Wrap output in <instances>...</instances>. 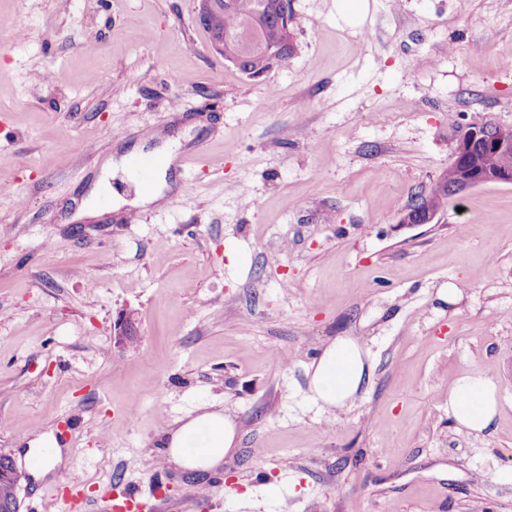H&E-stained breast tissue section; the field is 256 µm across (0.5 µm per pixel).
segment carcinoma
I'll use <instances>...</instances> for the list:
<instances>
[{
  "mask_svg": "<svg viewBox=\"0 0 512 512\" xmlns=\"http://www.w3.org/2000/svg\"><path fill=\"white\" fill-rule=\"evenodd\" d=\"M203 28L211 40L224 38V50L240 54V72L266 74L286 64L281 51L293 50L281 0H214Z\"/></svg>",
  "mask_w": 512,
  "mask_h": 512,
  "instance_id": "obj_1",
  "label": "carcinoma"
}]
</instances>
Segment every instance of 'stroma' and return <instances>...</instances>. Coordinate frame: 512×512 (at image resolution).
<instances>
[{"label": "stroma", "mask_w": 512, "mask_h": 512, "mask_svg": "<svg viewBox=\"0 0 512 512\" xmlns=\"http://www.w3.org/2000/svg\"><path fill=\"white\" fill-rule=\"evenodd\" d=\"M293 9L287 65L250 79L198 0H0V453L52 420L64 457L21 512L73 473L98 512L150 482L169 512L201 485L214 512H512V184L399 222L462 127L512 125V0ZM165 142L191 192L74 220L110 157ZM349 335L373 370L332 419L305 370ZM474 370L502 405L477 436L448 416ZM214 401L238 452L157 465L161 421Z\"/></svg>", "instance_id": "stroma-1"}]
</instances>
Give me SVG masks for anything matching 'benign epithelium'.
Wrapping results in <instances>:
<instances>
[{
	"label": "benign epithelium",
	"mask_w": 512,
	"mask_h": 512,
	"mask_svg": "<svg viewBox=\"0 0 512 512\" xmlns=\"http://www.w3.org/2000/svg\"><path fill=\"white\" fill-rule=\"evenodd\" d=\"M453 164L459 166L457 181L449 191L459 194L490 184L512 183V125L470 124L457 138ZM443 191L425 197L423 207L406 208L400 223L407 225L430 224L444 211Z\"/></svg>",
	"instance_id": "obj_1"
}]
</instances>
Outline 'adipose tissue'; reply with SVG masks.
Instances as JSON below:
<instances>
[{
	"label": "adipose tissue",
	"mask_w": 512,
	"mask_h": 512,
	"mask_svg": "<svg viewBox=\"0 0 512 512\" xmlns=\"http://www.w3.org/2000/svg\"><path fill=\"white\" fill-rule=\"evenodd\" d=\"M371 370L359 339L339 337L323 347L306 367L311 398L324 411H346L355 403ZM500 411L498 388L485 372L456 378L448 389V415L470 434L483 433ZM167 460L182 469L218 468L238 445L236 424L218 403H205L169 425Z\"/></svg>",
	"instance_id": "obj_1"
}]
</instances>
